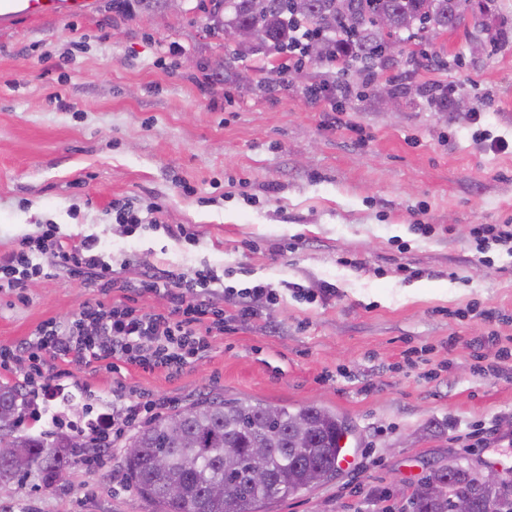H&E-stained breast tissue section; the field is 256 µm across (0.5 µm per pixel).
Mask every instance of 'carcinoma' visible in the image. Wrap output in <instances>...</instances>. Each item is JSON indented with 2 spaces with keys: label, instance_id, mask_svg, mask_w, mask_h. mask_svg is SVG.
Returning <instances> with one entry per match:
<instances>
[{
  "label": "carcinoma",
  "instance_id": "1",
  "mask_svg": "<svg viewBox=\"0 0 512 512\" xmlns=\"http://www.w3.org/2000/svg\"><path fill=\"white\" fill-rule=\"evenodd\" d=\"M208 2L209 30L244 27L262 33L260 44H238L235 55L262 49L286 56L294 29L301 25L311 30L310 43L322 47L317 59H329L332 45L343 42L349 53L342 61L365 64L384 58L394 35L411 22L422 30L455 28L463 19L464 0H349L343 14L336 12L333 0H307L304 13L296 11L294 0ZM27 406L19 387L0 385V443L8 444L0 447V483L50 488L59 469L72 467L73 451L66 446V435L19 430ZM190 407L195 412L185 420H179L178 410L163 415L128 441L137 453L124 455L126 481L155 504L156 512H261L262 505L306 489L311 472L335 475L347 452L339 446L350 430L347 420L320 405L295 411L282 406L270 415L258 401L202 397ZM299 421L303 428L297 431L294 424ZM258 437L266 439L268 448L262 464L269 480L262 486L250 484L247 475L249 448ZM428 479L434 491L410 499L411 512H450L448 494L440 491L446 485L451 493L470 497L474 512H489L491 503L504 498L502 491L483 487L469 465L457 463L449 474L436 470ZM171 482L181 485V496L167 495ZM214 484L223 486L221 495L210 494Z\"/></svg>",
  "mask_w": 512,
  "mask_h": 512
}]
</instances>
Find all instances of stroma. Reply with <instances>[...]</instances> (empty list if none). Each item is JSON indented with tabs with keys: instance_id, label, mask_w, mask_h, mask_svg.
I'll return each mask as SVG.
<instances>
[{
	"instance_id": "1",
	"label": "stroma",
	"mask_w": 512,
	"mask_h": 512,
	"mask_svg": "<svg viewBox=\"0 0 512 512\" xmlns=\"http://www.w3.org/2000/svg\"><path fill=\"white\" fill-rule=\"evenodd\" d=\"M197 4L119 14L97 0L81 18L0 26V255L54 224L66 243L96 238L134 286L152 267L206 265L225 285L279 292L177 375L75 370L74 410L111 411L119 380L169 411L220 394L347 417L353 464L266 512H406L449 459L512 470V361L478 374L471 346L512 338V256L480 253L470 234L512 224V0L423 32L419 65L402 52L284 75L263 53L230 56ZM333 109L353 130L324 126ZM494 137L508 149H490ZM116 201L162 203L161 221L196 243L147 226L123 236ZM304 286L332 293L310 302ZM95 296L63 275L0 293V344ZM477 426L490 433L475 447ZM124 454L52 488L2 483L0 512H154L128 487Z\"/></svg>"
}]
</instances>
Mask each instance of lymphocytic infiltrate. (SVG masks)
Listing matches in <instances>:
<instances>
[{
    "label": "lymphocytic infiltrate",
    "instance_id": "lymphocytic-infiltrate-1",
    "mask_svg": "<svg viewBox=\"0 0 512 512\" xmlns=\"http://www.w3.org/2000/svg\"><path fill=\"white\" fill-rule=\"evenodd\" d=\"M46 252L52 255L47 266L38 260ZM54 272L86 278L96 288L97 298L86 303L76 319L46 320L29 340L0 346V375L15 373L18 363H26L21 384L43 402L34 421L87 433L99 446L97 455L84 462L89 469L98 467L112 444L132 428L158 415L161 404L145 391L126 396L119 386L112 392L111 412L82 426L65 424L61 412H48L46 406L63 394L72 368L114 371L123 363L146 372L174 374L202 358L212 339L227 332L229 323L249 319L259 308L278 301L274 289L262 282L238 290L224 286L208 269L192 277L163 270L149 275L138 290L164 293L169 305L161 311L145 310L131 296L128 283L102 259L96 239L64 244L52 224L0 255V290H20L29 280Z\"/></svg>",
    "mask_w": 512,
    "mask_h": 512
}]
</instances>
